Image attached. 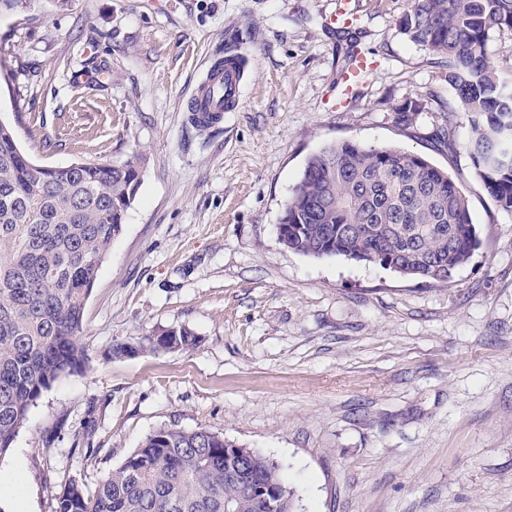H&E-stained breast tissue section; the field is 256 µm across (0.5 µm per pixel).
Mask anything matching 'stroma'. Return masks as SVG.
I'll return each mask as SVG.
<instances>
[{
  "label": "stroma",
  "mask_w": 512,
  "mask_h": 512,
  "mask_svg": "<svg viewBox=\"0 0 512 512\" xmlns=\"http://www.w3.org/2000/svg\"><path fill=\"white\" fill-rule=\"evenodd\" d=\"M0 0V121L36 163L142 178L99 269L88 363L45 390L0 455V512H55L156 430L199 427L278 463L297 512H512V211L475 174L446 69L398 34L407 0ZM244 57L221 123L187 105L206 59ZM375 64L349 97L350 50ZM420 100L416 123L396 107ZM354 140L464 188L480 243L447 283L278 239L309 156ZM172 326L187 352L114 357ZM92 453H85V446Z\"/></svg>",
  "instance_id": "35a3bbf8"
}]
</instances>
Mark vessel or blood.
Listing matches in <instances>:
<instances>
[{
  "label": "vessel or blood",
  "instance_id": "b4317fda",
  "mask_svg": "<svg viewBox=\"0 0 512 512\" xmlns=\"http://www.w3.org/2000/svg\"><path fill=\"white\" fill-rule=\"evenodd\" d=\"M243 74L241 62L233 57L208 65L189 103L193 119L203 124L222 122L239 98Z\"/></svg>",
  "mask_w": 512,
  "mask_h": 512
}]
</instances>
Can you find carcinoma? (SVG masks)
Segmentation results:
<instances>
[{"label": "carcinoma", "mask_w": 512, "mask_h": 512, "mask_svg": "<svg viewBox=\"0 0 512 512\" xmlns=\"http://www.w3.org/2000/svg\"><path fill=\"white\" fill-rule=\"evenodd\" d=\"M440 57L458 107L472 117L465 143L476 175L512 211V74L490 65L489 31H512V0H408L397 23ZM421 106L396 111L413 124ZM141 182L138 169L84 161L39 165L0 122V455L12 446L43 390L85 363L86 301ZM279 241L315 258L343 256L445 283L472 256L478 236L469 200L448 172L393 145L344 141L313 153L287 200ZM178 326L112 347L129 356L188 351ZM278 491L265 505L238 475ZM296 512L279 466L206 428H161L87 491L72 479L56 512Z\"/></svg>", "instance_id": "obj_1"}]
</instances>
